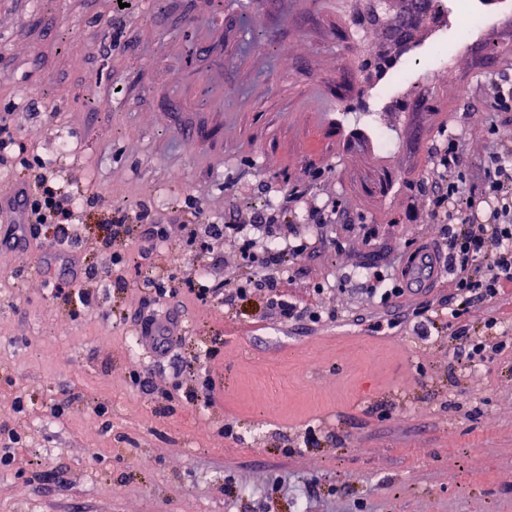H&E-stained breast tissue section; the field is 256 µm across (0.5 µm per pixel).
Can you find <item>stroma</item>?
Wrapping results in <instances>:
<instances>
[{
    "label": "stroma",
    "instance_id": "35a3bbf8",
    "mask_svg": "<svg viewBox=\"0 0 512 512\" xmlns=\"http://www.w3.org/2000/svg\"><path fill=\"white\" fill-rule=\"evenodd\" d=\"M495 13L483 39L450 21L410 46L402 85L397 69L362 70L385 31L357 24L356 0H0V114L66 186L106 189L69 249L46 229L13 245L0 220V430L22 441L0 466V512H512V299L464 317L475 331L502 320L487 369L458 362L444 327L416 331L422 303L447 322L448 276L389 308L359 280L371 263L405 278L439 240L423 186L448 134L475 198L476 173L512 143V112L489 99L512 85V0ZM457 43L448 82L437 68ZM364 112L391 146L349 121ZM307 168L324 175L295 221L315 204L347 217L314 229L321 247L284 275L319 323L280 320L262 290L203 304L145 287L199 270L175 211L200 230L250 224ZM143 204L167 239L112 266L96 247L106 213ZM68 283L93 304L55 296ZM166 319L167 353L137 346Z\"/></svg>",
    "mask_w": 512,
    "mask_h": 512
}]
</instances>
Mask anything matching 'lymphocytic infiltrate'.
I'll list each match as a JSON object with an SVG mask.
<instances>
[{
  "label": "lymphocytic infiltrate",
  "mask_w": 512,
  "mask_h": 512,
  "mask_svg": "<svg viewBox=\"0 0 512 512\" xmlns=\"http://www.w3.org/2000/svg\"><path fill=\"white\" fill-rule=\"evenodd\" d=\"M437 172L428 198L429 211L442 225V239L436 258L451 277L454 292L448 323L457 356L468 363L484 366L494 362L497 348L487 346L479 333L470 331L462 319L475 304L497 302L512 297V149L493 154L483 169L481 196L486 205L479 212L462 205L468 173L456 137L432 152ZM0 166L21 172V188L16 197L6 201V208L21 210L25 231L36 234L44 224L66 227L82 203H95L97 195L81 199L71 194L57 180L53 170L41 159H29L18 145L10 124L0 116ZM303 195L294 186L277 205L267 208L255 220L253 228L242 224H213L211 238L234 237L240 241V254L247 272L237 281L235 295L246 298L254 289L267 292V306L283 320L308 318L319 322L318 312L298 306L285 298L281 273L288 264L309 253L314 245L308 225L335 223L338 209L310 208L304 223H293L292 206ZM110 237L102 245L112 252L113 265L123 266L128 256L113 252L112 237L127 234L137 238L142 254H150L167 238L165 225L159 224L148 206L133 213L116 209L109 219Z\"/></svg>",
  "instance_id": "lymphocytic-infiltrate-1"
}]
</instances>
